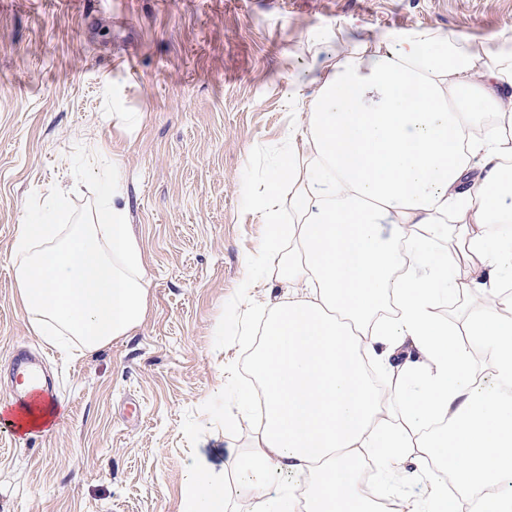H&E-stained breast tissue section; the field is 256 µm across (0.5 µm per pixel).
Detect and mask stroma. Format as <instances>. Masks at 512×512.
Wrapping results in <instances>:
<instances>
[{
	"mask_svg": "<svg viewBox=\"0 0 512 512\" xmlns=\"http://www.w3.org/2000/svg\"><path fill=\"white\" fill-rule=\"evenodd\" d=\"M351 23L485 38L512 27V0H0V403L25 349L59 397L49 432L0 425V512H184L198 462L223 476L227 512H249L237 463L255 419L239 394L266 303L294 290L247 263L267 228L244 189L280 153L289 82L336 51L307 31ZM106 80L136 128L108 112ZM116 159L146 315L71 357L20 309L10 247L50 189L72 201L57 223L84 211ZM248 274L261 287L246 307Z\"/></svg>",
	"mask_w": 512,
	"mask_h": 512,
	"instance_id": "stroma-1",
	"label": "stroma"
}]
</instances>
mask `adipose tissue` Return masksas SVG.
Wrapping results in <instances>:
<instances>
[{"label": "adipose tissue", "instance_id": "1", "mask_svg": "<svg viewBox=\"0 0 512 512\" xmlns=\"http://www.w3.org/2000/svg\"><path fill=\"white\" fill-rule=\"evenodd\" d=\"M309 41L336 40L309 82L285 93L288 154L247 192L268 234L250 264L278 260L282 238L292 298L274 303L254 353L261 388L252 450L239 462L254 512H270L269 477H306L309 512H380L404 481L390 464L412 448L434 457L435 498L407 512H447L448 489L512 480V294L466 322L469 345L440 322L438 281L463 297L512 277V237L476 234L475 224L512 222V27L491 38L414 26L362 27L357 36L314 29ZM494 120L472 136L477 116ZM295 220L281 225L282 192ZM120 167L108 194L70 224L65 190L40 205L13 242L20 305L34 331L85 352L135 329L146 314L143 253L123 203ZM393 224L382 238L380 223ZM449 224L457 264L436 261L438 227ZM397 310L381 318L386 303ZM488 353L492 383L470 351ZM397 368L386 393L367 381V363ZM251 392H243L250 408ZM388 471L362 489L367 454ZM224 480L199 464L186 512H222Z\"/></svg>", "mask_w": 512, "mask_h": 512}]
</instances>
